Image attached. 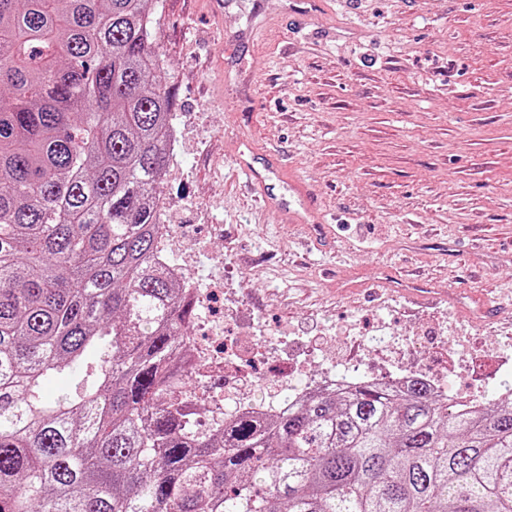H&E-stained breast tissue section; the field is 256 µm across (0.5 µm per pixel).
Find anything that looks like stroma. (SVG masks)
Segmentation results:
<instances>
[{"label": "stroma", "mask_w": 512, "mask_h": 512, "mask_svg": "<svg viewBox=\"0 0 512 512\" xmlns=\"http://www.w3.org/2000/svg\"><path fill=\"white\" fill-rule=\"evenodd\" d=\"M288 2L151 0L179 132L161 223L185 225L198 278L251 312L228 334L283 329L344 362L348 324L374 344L383 317L429 370L443 344H470L449 393L498 383L512 313H469L512 291V0ZM242 138L346 220L335 252L299 247V225L255 206L233 161Z\"/></svg>", "instance_id": "35a3bbf8"}]
</instances>
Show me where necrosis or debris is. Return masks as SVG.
I'll return each mask as SVG.
<instances>
[{"instance_id":"1","label":"necrosis or debris","mask_w":512,"mask_h":512,"mask_svg":"<svg viewBox=\"0 0 512 512\" xmlns=\"http://www.w3.org/2000/svg\"><path fill=\"white\" fill-rule=\"evenodd\" d=\"M197 263L196 252L189 249L179 256L166 259L165 266L171 276L183 283L196 309L207 312L217 296L225 295L224 283L220 280L200 282L196 277ZM204 328V335L191 338L192 353L195 360L207 362L210 372H223L224 384L217 389H205L197 395H184V403L196 413L226 401L232 403L233 412L237 415L280 413L309 394L346 388L362 381L401 386L418 380L435 394L447 392L442 375L429 372L419 364L409 363L408 357L416 347L415 341L406 336L391 337L390 326L383 321L379 324V331L384 340L370 347L367 356L342 364L320 366L316 365L314 356H307L299 364L278 373L264 386L261 394L249 398L245 392L254 384L252 364L279 355V342L254 341L244 344L242 339L226 336L224 321L220 318L207 320Z\"/></svg>"}]
</instances>
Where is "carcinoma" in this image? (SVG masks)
Returning a JSON list of instances; mask_svg holds the SVG:
<instances>
[{"label": "carcinoma", "instance_id": "1", "mask_svg": "<svg viewBox=\"0 0 512 512\" xmlns=\"http://www.w3.org/2000/svg\"><path fill=\"white\" fill-rule=\"evenodd\" d=\"M154 41L147 0H0V512H512L494 398L360 384L208 434L173 404L196 312Z\"/></svg>", "mask_w": 512, "mask_h": 512}]
</instances>
